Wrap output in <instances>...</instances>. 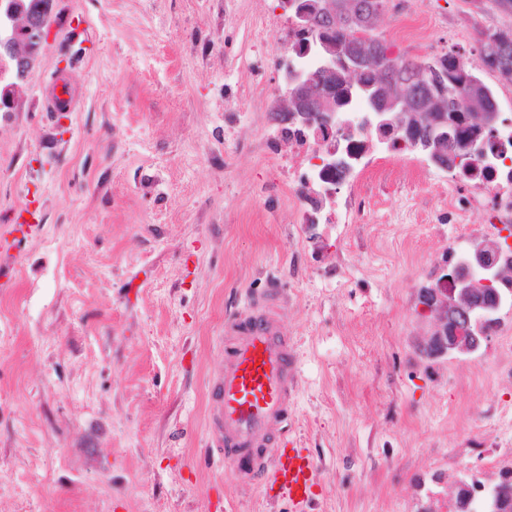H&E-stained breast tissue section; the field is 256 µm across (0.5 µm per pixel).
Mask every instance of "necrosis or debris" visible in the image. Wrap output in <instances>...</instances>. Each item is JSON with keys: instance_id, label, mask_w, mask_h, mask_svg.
Returning a JSON list of instances; mask_svg holds the SVG:
<instances>
[{"instance_id": "4bbe7bcc", "label": "necrosis or debris", "mask_w": 512, "mask_h": 512, "mask_svg": "<svg viewBox=\"0 0 512 512\" xmlns=\"http://www.w3.org/2000/svg\"><path fill=\"white\" fill-rule=\"evenodd\" d=\"M374 138L373 132L357 122L336 130L331 138L314 134L312 127L289 124L288 180L299 183L300 189L289 193L288 207L299 214L301 223H362L366 198L359 176ZM331 148L348 160V168L320 166V159ZM449 179L456 184L448 200L449 220L463 224L471 211H484L487 235L500 243L512 262V118L502 120L496 138L486 145L472 172L453 173Z\"/></svg>"}]
</instances>
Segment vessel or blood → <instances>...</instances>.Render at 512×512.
I'll return each mask as SVG.
<instances>
[{"label": "vessel or blood", "instance_id": "obj_1", "mask_svg": "<svg viewBox=\"0 0 512 512\" xmlns=\"http://www.w3.org/2000/svg\"><path fill=\"white\" fill-rule=\"evenodd\" d=\"M53 112L74 111L68 80L54 82L47 99ZM285 297L277 285L250 303L231 324L234 341L215 382L216 419L225 456L237 460L243 479L262 477L294 512H306L317 469L311 455L274 440L287 420L298 374L292 346L279 330Z\"/></svg>", "mask_w": 512, "mask_h": 512}]
</instances>
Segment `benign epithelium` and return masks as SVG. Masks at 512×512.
<instances>
[{
	"label": "benign epithelium",
	"mask_w": 512,
	"mask_h": 512,
	"mask_svg": "<svg viewBox=\"0 0 512 512\" xmlns=\"http://www.w3.org/2000/svg\"><path fill=\"white\" fill-rule=\"evenodd\" d=\"M388 5L389 0H371L368 10L350 14V29L360 35L364 28L376 27ZM285 6L291 10V22L306 34L316 28L319 17H336V0H285ZM52 10L53 0H0V56L15 60V79L24 78L28 56L52 35L49 22ZM297 54L302 57L297 71H283L284 97L322 103L326 115L318 133L327 136L336 128V102L333 90L322 76L334 74L340 68L347 74L348 82L355 85L359 83L364 63L356 56L345 54L336 41L325 36L311 38ZM15 87L12 82L0 83V110L9 112L16 107ZM497 124L498 113L481 115L471 139L462 145L463 151L469 155L480 151L494 137ZM448 125L444 115L432 123L425 148L430 150L429 158L434 163L448 137ZM500 256V245L482 242L477 249L462 254L455 263L443 268L436 284L420 288L422 310L437 311L440 316L438 330L422 347L425 357L473 354L489 340L474 324L512 306L509 296H496L488 304L480 300V289L491 288L504 277Z\"/></svg>",
	"instance_id": "1"
}]
</instances>
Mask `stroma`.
Instances as JSON below:
<instances>
[{
    "instance_id": "1",
    "label": "stroma",
    "mask_w": 512,
    "mask_h": 512,
    "mask_svg": "<svg viewBox=\"0 0 512 512\" xmlns=\"http://www.w3.org/2000/svg\"><path fill=\"white\" fill-rule=\"evenodd\" d=\"M424 44L399 36L411 20ZM278 0H55L53 35L0 112V512H292L241 481L212 428L226 325L270 284L299 376L282 434L317 462L308 512H444L464 430L512 448V380L487 347L429 359L421 313L449 248L483 242L482 213L448 221L447 172L415 151L377 179L361 224H292L288 170L252 135L224 141L257 70L284 111L271 48ZM512 28L490 0H390L376 32L409 57L477 61L476 32ZM78 96L50 111L57 73ZM237 98L224 97L225 85Z\"/></svg>"
}]
</instances>
